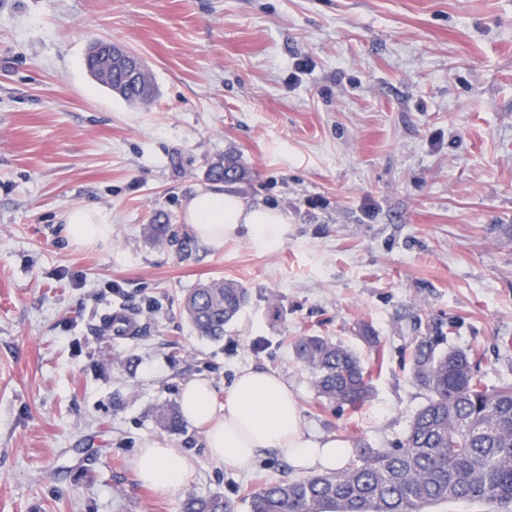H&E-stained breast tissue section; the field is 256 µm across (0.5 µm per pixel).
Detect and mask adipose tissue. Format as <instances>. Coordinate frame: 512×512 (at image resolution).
<instances>
[{
    "mask_svg": "<svg viewBox=\"0 0 512 512\" xmlns=\"http://www.w3.org/2000/svg\"><path fill=\"white\" fill-rule=\"evenodd\" d=\"M185 224L208 249L247 235L258 248L274 250L288 239V217L277 208L244 197L234 186L214 183L198 188L183 204ZM70 242L93 246L105 242L112 217L103 210L75 206L64 216ZM180 407L184 419L203 431L210 460L233 471H249L264 452L274 451L295 470L325 472L342 467L352 446L339 435L305 430L298 397L278 373L242 368L224 397L212 382L197 378L183 385ZM139 480L159 492L173 493L194 476L195 465L180 448L148 440L136 458Z\"/></svg>",
    "mask_w": 512,
    "mask_h": 512,
    "instance_id": "obj_1",
    "label": "adipose tissue"
}]
</instances>
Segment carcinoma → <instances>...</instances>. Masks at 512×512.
I'll list each match as a JSON object with an SVG mask.
<instances>
[{
	"label": "carcinoma",
	"instance_id": "cac0c4a2",
	"mask_svg": "<svg viewBox=\"0 0 512 512\" xmlns=\"http://www.w3.org/2000/svg\"><path fill=\"white\" fill-rule=\"evenodd\" d=\"M90 46L84 64L99 74L101 58ZM153 97L149 73L141 88L122 98L146 103ZM216 181L244 178L238 160L228 156L209 169ZM249 300L240 283L212 279L192 289L183 310L197 334L224 339V327ZM445 336H419L412 347V374L426 402L413 415L395 448L356 449V459L328 473L287 483L269 482L248 493L250 512H426V508L469 500L501 509L512 506V383L490 385L481 372L478 350L439 348ZM294 358L311 375L318 398L338 406H359L372 385L359 356L327 336L305 334L291 341ZM164 427H180L179 411L159 410ZM182 512H231L217 497H189Z\"/></svg>",
	"mask_w": 512,
	"mask_h": 512
}]
</instances>
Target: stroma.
Returning a JSON list of instances; mask_svg holds the SVG:
<instances>
[{"label": "stroma", "instance_id": "stroma-1", "mask_svg": "<svg viewBox=\"0 0 512 512\" xmlns=\"http://www.w3.org/2000/svg\"><path fill=\"white\" fill-rule=\"evenodd\" d=\"M97 40L144 61L150 103L88 74ZM228 154L237 190L287 215L277 251H181L182 204ZM79 205L111 214L106 242L68 241ZM214 278L249 291L220 342L182 310ZM118 306L136 335L103 332ZM440 330L512 382V0H0V512H181L192 494L249 512L251 489L301 474L273 451L224 471L197 428L158 426L185 382L274 370L307 429L390 448L426 401L413 340ZM302 334L356 352L371 400L318 399ZM148 439L193 458L183 488L138 481Z\"/></svg>", "mask_w": 512, "mask_h": 512}]
</instances>
